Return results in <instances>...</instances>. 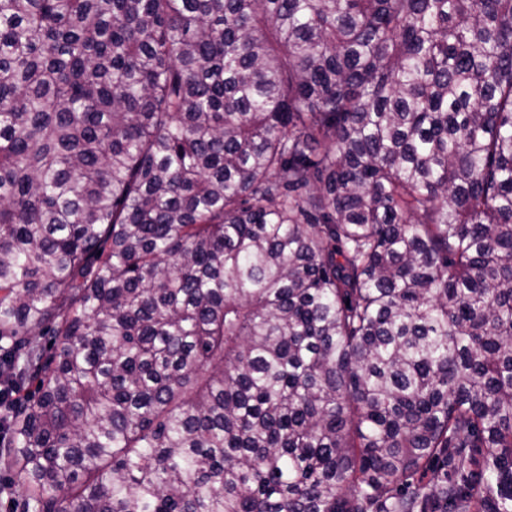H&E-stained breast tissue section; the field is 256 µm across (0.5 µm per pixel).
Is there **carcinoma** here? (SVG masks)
<instances>
[{
    "label": "carcinoma",
    "mask_w": 512,
    "mask_h": 512,
    "mask_svg": "<svg viewBox=\"0 0 512 512\" xmlns=\"http://www.w3.org/2000/svg\"><path fill=\"white\" fill-rule=\"evenodd\" d=\"M0 384L23 512H512V0H0Z\"/></svg>",
    "instance_id": "cac0c4a2"
}]
</instances>
